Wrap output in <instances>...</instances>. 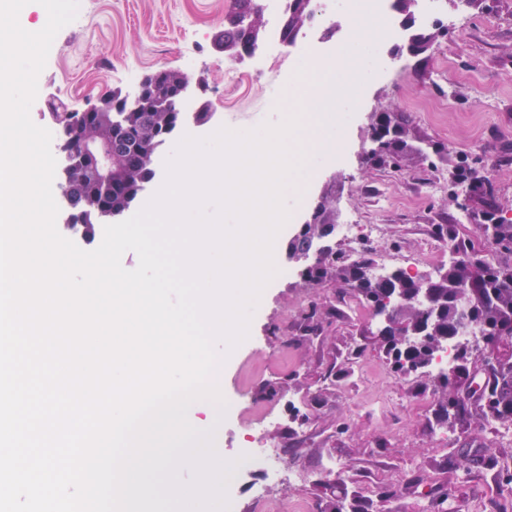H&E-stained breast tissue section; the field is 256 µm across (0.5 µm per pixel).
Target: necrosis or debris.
Instances as JSON below:
<instances>
[{"mask_svg":"<svg viewBox=\"0 0 512 512\" xmlns=\"http://www.w3.org/2000/svg\"><path fill=\"white\" fill-rule=\"evenodd\" d=\"M312 20V25L306 26L294 42H284L279 32L275 31L264 47V54L286 60V67L279 72L281 81H295L296 69L290 66L289 61L296 57L343 73L345 62L342 49L355 42V23L359 20L375 23L382 33L381 41L368 43L364 47L372 80L384 79L396 69V62L387 59L383 53L384 43L400 41L405 35L394 0H321ZM246 443L247 460L239 468L237 479L259 472L269 486L297 481L298 475L289 467L287 456L282 449L268 446L263 432L248 433Z\"/></svg>","mask_w":512,"mask_h":512,"instance_id":"1","label":"necrosis or debris"}]
</instances>
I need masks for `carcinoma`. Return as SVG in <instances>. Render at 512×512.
Here are the masks:
<instances>
[{"mask_svg":"<svg viewBox=\"0 0 512 512\" xmlns=\"http://www.w3.org/2000/svg\"><path fill=\"white\" fill-rule=\"evenodd\" d=\"M414 6L415 0H395L406 32L404 41L414 43L421 56L448 36V28L417 27ZM311 14V0H290L282 17V40L292 42ZM264 33L263 11L257 0H233V10L224 17V53L234 59L253 53ZM188 87L183 72L165 69L152 75L136 106H127L122 92L114 91L108 96L106 111L50 113L54 127L67 124L75 129L77 140H100L112 148V179L108 181L94 176L90 162L67 169V197L87 232L135 208L156 175L161 151L188 120L198 126L211 121L212 113L204 107L185 112ZM409 123L403 112L374 113L371 135L378 137L379 146L367 154L368 160L399 166L413 150ZM482 170L479 156L454 165L448 202L469 210V216L480 221L484 238L496 245L501 257L493 259L481 247L460 238L458 225L439 224L436 237L452 255L448 266L435 275L412 276L402 269L379 274L368 256L339 264L332 247L300 270L305 288L338 283L374 310L388 307V320L378 326L376 336L394 370L402 374L430 366L463 323L476 326L482 344L459 346L455 362L434 379L437 422L463 432L474 425L512 427V218L502 215ZM458 183L469 186L465 204L458 202L453 189ZM334 231L332 199L323 195L311 219L288 241L286 254L299 257L313 248L316 239ZM422 288L428 289L431 297L429 308L418 299Z\"/></svg>","mask_w":512,"mask_h":512,"instance_id":"obj_1","label":"carcinoma"}]
</instances>
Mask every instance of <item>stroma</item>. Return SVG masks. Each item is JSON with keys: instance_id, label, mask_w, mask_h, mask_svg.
Instances as JSON below:
<instances>
[{"instance_id": "obj_1", "label": "stroma", "mask_w": 512, "mask_h": 512, "mask_svg": "<svg viewBox=\"0 0 512 512\" xmlns=\"http://www.w3.org/2000/svg\"><path fill=\"white\" fill-rule=\"evenodd\" d=\"M463 24L435 44L424 62L406 58L403 73L367 82L362 101L340 100L328 133L342 149L335 158L306 155L315 178H298L303 201L286 194L292 223L276 237L286 242L310 216L318 197L332 189L337 223L379 224L369 239L372 258L398 261L427 248L441 249L439 224H459V234L484 244L476 222L448 202L447 163L480 156L484 176L503 207L512 206V0H443ZM233 0H80L76 19L56 35L38 78L30 116L48 126L51 107L83 111L113 91L134 93L145 74L176 69L190 81L194 101L207 102L216 125L250 130L272 113L289 112L294 100L278 89L274 75L253 80L252 59L237 62L230 80L227 55L217 47L224 15ZM449 80H441L442 72ZM409 115L410 161L400 167L365 163L373 113ZM439 181L440 191L429 188ZM287 269L273 278L253 314L249 335L224 365L226 416L221 424L224 451L236 455L247 430L263 425L301 482L272 489L271 497L301 503L305 512L358 501L366 512H426L432 492H448L447 512H502L512 506V442L491 428L453 431L435 419L433 372L400 375L375 343L377 318L368 305L349 306L354 294L340 286L299 287L297 263L280 256ZM317 324L310 334L308 324ZM421 406H412L413 398ZM480 446L481 465L460 468L456 451ZM345 462L334 476L328 459Z\"/></svg>"}]
</instances>
